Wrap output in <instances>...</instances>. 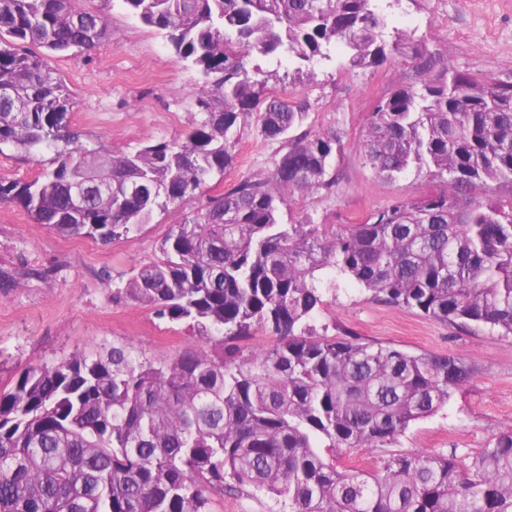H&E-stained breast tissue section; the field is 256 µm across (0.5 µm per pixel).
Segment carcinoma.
<instances>
[{
    "instance_id": "obj_1",
    "label": "carcinoma",
    "mask_w": 512,
    "mask_h": 512,
    "mask_svg": "<svg viewBox=\"0 0 512 512\" xmlns=\"http://www.w3.org/2000/svg\"><path fill=\"white\" fill-rule=\"evenodd\" d=\"M82 0H0V146L53 169L0 180V202L36 224L108 244L155 212L193 204L234 159L238 125L255 118L280 144L255 174L191 211L117 298L217 336L215 356L155 364L130 344L24 368L0 388V512H210L214 489L252 491L288 512H512V425L466 458L417 450L372 470L339 449L393 444L469 380L462 360L336 339L312 325L324 279L427 318L512 336V82L437 62L402 34L386 38L380 0H121L201 75L197 126L112 156L75 140V100L49 58L96 48L105 14ZM34 45L43 52L28 50ZM342 52L351 67L417 62L422 78L381 98L360 150L393 179L423 168L436 184L360 224H282L292 190H330L334 134L303 129L306 104L268 88L261 59L313 66ZM255 327L265 352L239 342ZM332 451L325 457L321 449Z\"/></svg>"
}]
</instances>
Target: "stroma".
I'll return each mask as SVG.
<instances>
[{"label": "stroma", "instance_id": "35a3bbf8", "mask_svg": "<svg viewBox=\"0 0 512 512\" xmlns=\"http://www.w3.org/2000/svg\"><path fill=\"white\" fill-rule=\"evenodd\" d=\"M83 5L106 12L108 37L97 50L52 61L75 95L69 126L78 143L123 155L153 141L186 136L200 118L197 71L170 51L161 34L130 17L120 0H84ZM388 21L425 41L432 55L454 69L512 79V0H400L389 9ZM269 69L274 73L269 88L306 102L308 126L335 134L341 143L332 162L338 175L334 188L289 193L282 223L358 224L394 200L433 189L429 176L413 170L392 181L380 178L357 147L377 102L392 88L420 81L415 62L353 69L339 60L314 66L312 77L296 84L288 79L289 63ZM278 150V144L260 137L253 121H246L237 130L233 166L222 182H208L205 194L217 195L242 178L271 172ZM190 212L187 206L170 208L105 245L61 235L33 223L18 206L0 205V273L13 278L0 288V387L25 367L57 364L125 342L157 364L186 352L214 354V341L157 318L150 305L113 296ZM314 325L332 337L357 336L413 353L458 357L471 373L444 408L412 424L395 444L367 453L341 452V466L371 469L382 458L416 449L453 450L462 457L512 424V336L435 321L375 301L352 285L326 293Z\"/></svg>", "mask_w": 512, "mask_h": 512}]
</instances>
